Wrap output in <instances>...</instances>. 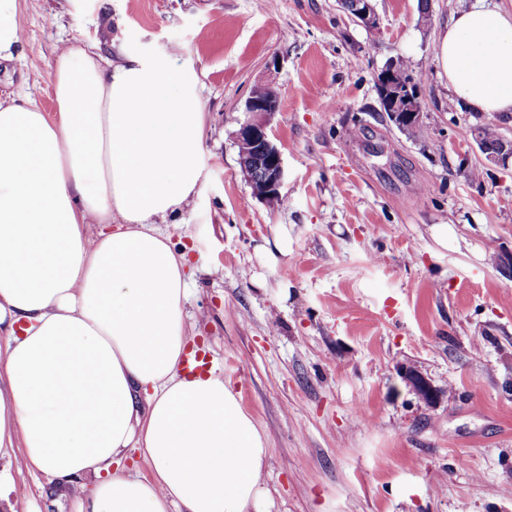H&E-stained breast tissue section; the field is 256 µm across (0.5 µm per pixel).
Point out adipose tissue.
Instances as JSON below:
<instances>
[{"instance_id": "obj_1", "label": "adipose tissue", "mask_w": 512, "mask_h": 512, "mask_svg": "<svg viewBox=\"0 0 512 512\" xmlns=\"http://www.w3.org/2000/svg\"><path fill=\"white\" fill-rule=\"evenodd\" d=\"M435 58L512 118V15L462 11ZM50 84L52 112L0 92V460L23 449L78 512H259L267 442L220 374L183 373L187 257L159 229L205 183L198 77L75 43Z\"/></svg>"}]
</instances>
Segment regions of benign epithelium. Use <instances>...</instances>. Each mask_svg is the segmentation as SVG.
Listing matches in <instances>:
<instances>
[{"instance_id":"1","label":"benign epithelium","mask_w":512,"mask_h":512,"mask_svg":"<svg viewBox=\"0 0 512 512\" xmlns=\"http://www.w3.org/2000/svg\"><path fill=\"white\" fill-rule=\"evenodd\" d=\"M346 7L358 24L368 30L378 27L373 0H346ZM377 85L383 108L397 127L403 129L421 121L419 92L412 88L411 81L405 79L397 61H391L378 75ZM278 107V94L271 85L255 86L245 101L244 116L236 132L239 153L252 162V167L246 172L248 182L254 183L255 173L261 174L262 192L254 193L261 202L268 195L280 193L284 178L281 152L270 137L271 121ZM476 144L491 163L504 166L512 159L511 140L505 138L495 147H488L479 140ZM404 377L424 401L433 404L438 400L437 390L420 374L407 371Z\"/></svg>"}]
</instances>
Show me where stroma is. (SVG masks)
Wrapping results in <instances>:
<instances>
[{"label":"stroma","mask_w":512,"mask_h":512,"mask_svg":"<svg viewBox=\"0 0 512 512\" xmlns=\"http://www.w3.org/2000/svg\"><path fill=\"white\" fill-rule=\"evenodd\" d=\"M475 0H374L376 30L336 0H27L0 88L53 111L68 44L170 56L199 77L206 183L165 230L187 247L186 323L265 435V512H512V163L472 139L435 46ZM422 76L410 140L375 88ZM273 86L285 205L253 197L235 135ZM438 391L424 402L404 378ZM15 512L75 499L22 452Z\"/></svg>","instance_id":"1"}]
</instances>
